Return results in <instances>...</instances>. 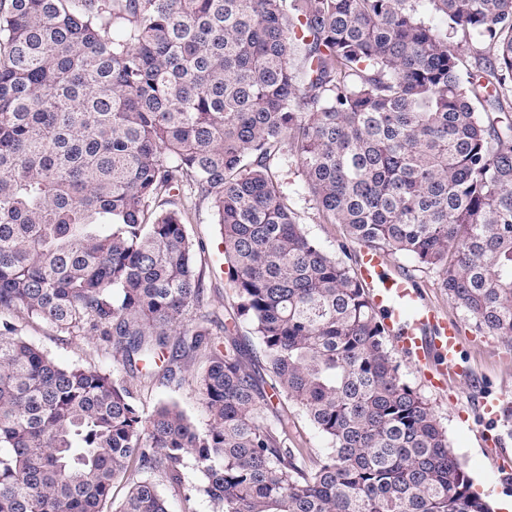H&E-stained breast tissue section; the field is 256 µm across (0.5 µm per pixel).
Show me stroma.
<instances>
[{
    "label": "stroma",
    "mask_w": 512,
    "mask_h": 512,
    "mask_svg": "<svg viewBox=\"0 0 512 512\" xmlns=\"http://www.w3.org/2000/svg\"><path fill=\"white\" fill-rule=\"evenodd\" d=\"M281 175L305 231L328 250H335L337 243L342 242L349 256L358 257L360 246L349 239L342 225L321 223L314 203L302 187L296 167H283ZM186 231L195 244L197 269L208 295L207 311L220 321L232 317L235 298L227 280L220 230L210 202L197 207ZM388 270L414 279L426 302L455 321L462 338V358L469 370L468 379H451L450 396L445 399L425 390L414 362L403 355L399 362L406 382L424 389L447 431L451 450L464 463L472 479L473 491L491 505L497 498H512V417L499 421L494 431L498 441L490 444L486 441L479 407L482 396L488 392L502 395L505 402L512 404V347L498 337L479 331L474 319L456 308L446 292L439 288L434 273L420 270L399 254L389 255ZM12 321L20 336L61 364L102 369L112 366V353L100 340L59 335L48 322L21 313L14 314ZM204 365V359L199 357L181 360V377L171 382L144 379L132 373L124 374L123 380L143 413H151L160 404L173 403L202 427L208 417L192 374Z\"/></svg>",
    "instance_id": "stroma-1"
}]
</instances>
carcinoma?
<instances>
[{"label":"carcinoma","instance_id":"obj_1","mask_svg":"<svg viewBox=\"0 0 512 512\" xmlns=\"http://www.w3.org/2000/svg\"><path fill=\"white\" fill-rule=\"evenodd\" d=\"M458 32L492 55L462 71ZM290 159L321 223L512 344V0H0V512H105L131 476L114 512H169L163 484L214 512H490L345 244L298 223ZM205 200L235 295L217 329L185 229ZM18 312L112 371L58 363ZM198 355L203 429L120 378ZM12 322L20 336L39 346L61 364L112 371V352L96 338L60 336L48 322L28 318L23 313H15ZM273 410H285L288 418L295 422L296 428L302 439L305 441V448H314L315 452L328 448L326 439L308 422L302 408L292 402H284L282 405L278 400L273 402ZM283 406V408H282Z\"/></svg>","mask_w":512,"mask_h":512}]
</instances>
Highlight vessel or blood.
<instances>
[{
  "label": "vessel or blood",
  "instance_id": "vessel-or-blood-1",
  "mask_svg": "<svg viewBox=\"0 0 512 512\" xmlns=\"http://www.w3.org/2000/svg\"><path fill=\"white\" fill-rule=\"evenodd\" d=\"M385 266L380 251L366 248L357 273L398 350L414 360L430 389L447 393L449 376L464 372L457 327L424 301L413 279L388 273Z\"/></svg>",
  "mask_w": 512,
  "mask_h": 512
}]
</instances>
